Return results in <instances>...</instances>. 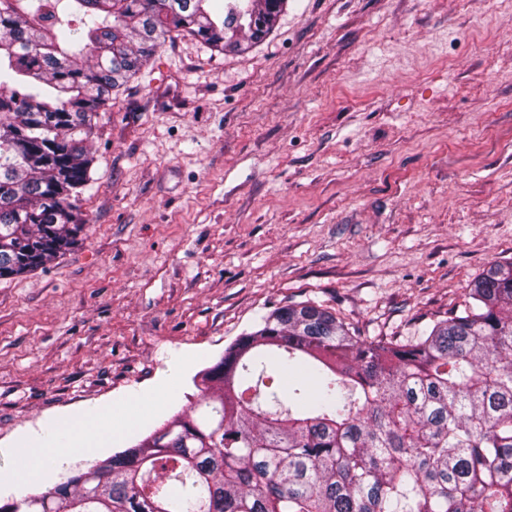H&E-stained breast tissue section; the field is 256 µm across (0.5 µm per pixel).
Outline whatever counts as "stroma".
I'll return each instance as SVG.
<instances>
[{"label":"stroma","mask_w":512,"mask_h":512,"mask_svg":"<svg viewBox=\"0 0 512 512\" xmlns=\"http://www.w3.org/2000/svg\"><path fill=\"white\" fill-rule=\"evenodd\" d=\"M90 148L84 240L0 282L2 474L107 404L99 458L135 445L275 307L404 337L512 261V0H288L246 50L174 38Z\"/></svg>","instance_id":"stroma-1"}]
</instances>
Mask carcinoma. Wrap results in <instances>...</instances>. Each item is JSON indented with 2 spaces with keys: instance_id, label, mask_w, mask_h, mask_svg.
I'll return each mask as SVG.
<instances>
[{
  "instance_id": "1",
  "label": "carcinoma",
  "mask_w": 512,
  "mask_h": 512,
  "mask_svg": "<svg viewBox=\"0 0 512 512\" xmlns=\"http://www.w3.org/2000/svg\"><path fill=\"white\" fill-rule=\"evenodd\" d=\"M0 0V280L79 242L100 110L166 41L222 53L288 0ZM294 378L288 403L271 386ZM183 414L0 512H512V264L404 341L332 307H276Z\"/></svg>"
}]
</instances>
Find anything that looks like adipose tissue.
I'll list each match as a JSON object with an SVG mask.
<instances>
[{
	"mask_svg": "<svg viewBox=\"0 0 512 512\" xmlns=\"http://www.w3.org/2000/svg\"><path fill=\"white\" fill-rule=\"evenodd\" d=\"M112 407H104L91 412L80 413L74 416L69 425L71 445L61 448L51 444L41 437L34 436L26 440L21 448L23 460L35 463L38 471H45L50 466L59 464L69 459L74 448H81L83 454H93L97 445L112 440V432L102 429L99 431L96 440H88L85 436L86 430L92 423H101L111 417Z\"/></svg>",
	"mask_w": 512,
	"mask_h": 512,
	"instance_id": "1",
	"label": "adipose tissue"
}]
</instances>
